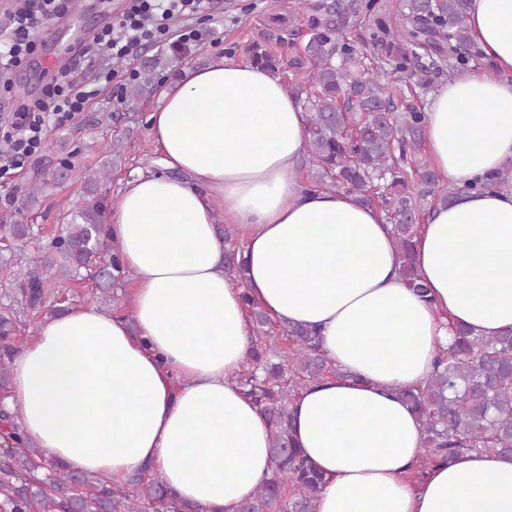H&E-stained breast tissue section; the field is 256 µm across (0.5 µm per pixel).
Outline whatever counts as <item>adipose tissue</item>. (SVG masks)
<instances>
[{
	"label": "adipose tissue",
	"instance_id": "1",
	"mask_svg": "<svg viewBox=\"0 0 512 512\" xmlns=\"http://www.w3.org/2000/svg\"><path fill=\"white\" fill-rule=\"evenodd\" d=\"M467 21L500 76L464 69L429 99L428 159L453 193L414 238L427 296L405 285L376 207L304 185L306 119L278 75L231 58L185 69L148 120L187 180L137 175L110 207L130 315L69 308L14 354L0 405L25 440L106 484L143 473L198 512H236L271 474L268 422L237 383L254 306L313 331L337 369L290 407L324 477L317 512H512V456L472 452L411 481L423 429L400 396L452 326L512 329V186L489 184L512 168V0H469ZM221 213L243 232L239 282Z\"/></svg>",
	"mask_w": 512,
	"mask_h": 512
}]
</instances>
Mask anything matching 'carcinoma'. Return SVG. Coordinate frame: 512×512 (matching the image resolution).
I'll return each instance as SVG.
<instances>
[{
  "label": "carcinoma",
  "mask_w": 512,
  "mask_h": 512,
  "mask_svg": "<svg viewBox=\"0 0 512 512\" xmlns=\"http://www.w3.org/2000/svg\"><path fill=\"white\" fill-rule=\"evenodd\" d=\"M468 0H402L396 21L378 14L375 0H317L307 23L308 39L291 43V65H310L311 90L300 100L306 110V149L316 169L313 184H330L357 194L382 212L393 233L401 272L421 296L427 289L413 261L420 202H448V187L425 165L407 167L419 149L425 113L406 103L405 91L427 94L455 71L478 63L468 52L473 41L467 25ZM248 61L273 72L281 61L254 44ZM151 61L131 88L134 96L157 91V68ZM83 179L88 198L67 210L68 224L50 242L54 252L46 268L28 272L24 304L32 307L46 283L62 287L79 278L94 281L106 294L128 274L117 244L103 234L104 205L94 195L96 173L67 161L56 173L31 186L26 209L62 183ZM5 235L41 249V239L28 224L4 226ZM224 269L236 280L245 262L226 251ZM279 335L292 343L284 362L266 366L262 352L237 381L243 393L271 425V475L238 512H317L321 473L295 448L290 404L298 391L327 374L337 373L320 353L318 342L303 327L279 325ZM402 398L416 411L424 430L425 452L418 472L435 462H453L468 451L512 454V330L501 336H478L461 326L453 343L437 357L424 386L406 389ZM0 506L6 512H198L170 497L154 480L131 479L136 492L126 494L99 480L63 469L41 448L25 442L7 413L0 414Z\"/></svg>",
  "instance_id": "cac0c4a2"
}]
</instances>
